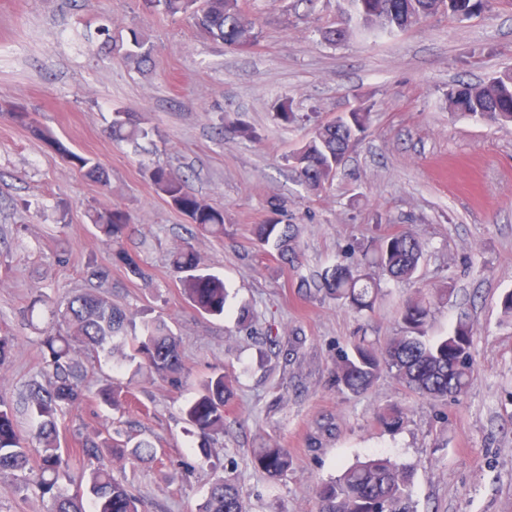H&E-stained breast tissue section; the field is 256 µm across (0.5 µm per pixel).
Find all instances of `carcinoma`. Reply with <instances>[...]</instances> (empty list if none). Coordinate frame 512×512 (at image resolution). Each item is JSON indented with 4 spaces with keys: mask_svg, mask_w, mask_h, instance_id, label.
<instances>
[{
    "mask_svg": "<svg viewBox=\"0 0 512 512\" xmlns=\"http://www.w3.org/2000/svg\"><path fill=\"white\" fill-rule=\"evenodd\" d=\"M338 27L322 33L336 43L347 31L361 30L391 36L429 19L451 14L458 18L492 12L500 0H344ZM170 16H188L212 39L226 47H242L256 41L254 22L240 7V0H148ZM448 107L471 119L512 124V69L504 70L479 84L457 81L448 87ZM282 124H296L299 113L284 98L275 105ZM13 119L73 160L80 170L100 182L104 171L95 159L68 149L49 132L34 125L30 113L15 111ZM371 123V105L360 104L350 112L315 125L312 136L288 156L298 184L316 190L332 181L350 151L362 140ZM151 129L141 125L135 113H112L108 134L118 142L138 145ZM157 193L174 209L188 217L202 234H224V211L187 191L185 181L169 168L147 169ZM103 242L112 247L115 262L132 275L143 278L145 270L119 247L130 223L120 208L96 211L91 216ZM299 229L269 218L255 228L256 241L277 251L288 264L296 256ZM423 255L421 243L409 233L386 237L374 251L351 248L342 259L326 268L315 287L325 290L340 305L358 313L371 310L384 279L410 280ZM170 267L182 291L200 313L222 316L228 311L229 292L224 280L200 268L195 251L188 245L170 254ZM29 316L43 319L39 328L42 367L39 377L26 386L24 400L30 428L19 426L12 403L0 395V473L10 474L20 486L37 495L45 512H139L138 501L128 487L112 475L113 459H153L157 450L146 439L133 440L120 431L82 435L72 446H62L58 418L84 401L99 399L114 409L127 401L121 390L107 383L98 390L87 387L76 359V344L94 352L120 354L134 372L156 375L169 384L181 383L183 364L179 339L161 318L137 324L112 305L100 291L88 290L59 301L46 294L34 297L26 307ZM431 303L418 294L400 311L402 331L381 348L362 336L351 352L335 364L336 387L352 395L365 393L384 374H391L419 395L441 401H456L467 394L474 371L472 352L476 330L466 321L457 323L446 336L431 340L428 328ZM231 392L222 371L206 375L199 396L185 409L189 434L197 437L199 453L212 455L213 437L224 432V407ZM292 458L288 449L269 443L259 449L253 465L275 477L287 473ZM88 473L86 488L68 493L61 482L71 470ZM412 471L388 457L371 456L347 467L340 476L316 486L320 512H416L411 498ZM199 512H245L240 484L229 478L214 479Z\"/></svg>",
    "mask_w": 512,
    "mask_h": 512,
    "instance_id": "carcinoma-1",
    "label": "carcinoma"
}]
</instances>
